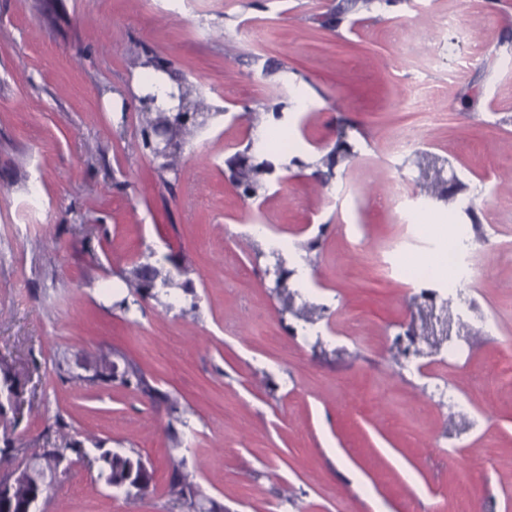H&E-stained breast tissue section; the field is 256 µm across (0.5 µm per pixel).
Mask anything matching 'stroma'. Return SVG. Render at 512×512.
<instances>
[{
  "mask_svg": "<svg viewBox=\"0 0 512 512\" xmlns=\"http://www.w3.org/2000/svg\"><path fill=\"white\" fill-rule=\"evenodd\" d=\"M346 4L0 0V479L86 450L40 512H187L173 457L224 512H512V0ZM151 64L212 115L162 176ZM255 135L251 196L229 165ZM473 217L452 318L446 277L403 270ZM145 264L173 296L131 288ZM129 359L165 400L111 380ZM104 449L148 489L113 496ZM82 451L83 448L81 444L77 442L67 444L64 447L42 448L40 452L32 454L31 458H34L36 460L34 461L31 468L36 471H45L46 469L51 468L55 464L56 458L58 457L57 467L53 473V475L55 476L61 465H63L64 463H67V465L70 464V460L67 454L79 455ZM171 476L169 482L170 493L178 500L187 503L189 507H194L192 495L197 496L201 491L198 486L188 481L180 470V463L176 458L170 459Z\"/></svg>",
  "mask_w": 512,
  "mask_h": 512,
  "instance_id": "35a3bbf8",
  "label": "stroma"
}]
</instances>
